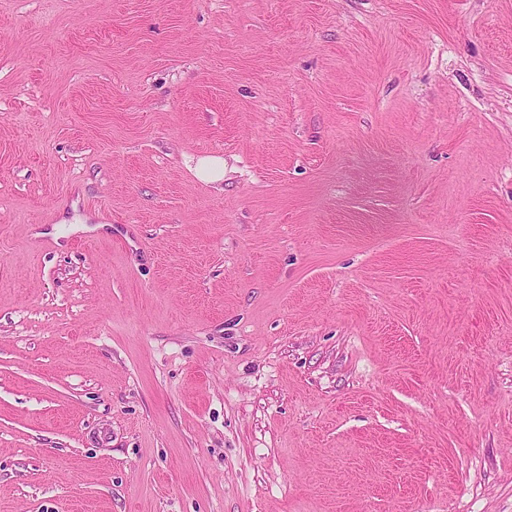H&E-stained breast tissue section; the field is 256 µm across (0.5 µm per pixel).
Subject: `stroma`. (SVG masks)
I'll list each match as a JSON object with an SVG mask.
<instances>
[{
	"mask_svg": "<svg viewBox=\"0 0 512 512\" xmlns=\"http://www.w3.org/2000/svg\"><path fill=\"white\" fill-rule=\"evenodd\" d=\"M0 512H512V0H0ZM196 173L206 182H218L224 178V160L218 157L200 159Z\"/></svg>",
	"mask_w": 512,
	"mask_h": 512,
	"instance_id": "stroma-1",
	"label": "stroma"
}]
</instances>
